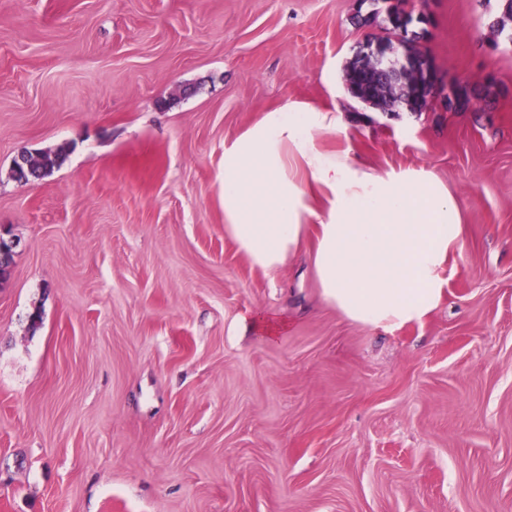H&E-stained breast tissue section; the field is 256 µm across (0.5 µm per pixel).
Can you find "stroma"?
<instances>
[{
	"mask_svg": "<svg viewBox=\"0 0 512 512\" xmlns=\"http://www.w3.org/2000/svg\"><path fill=\"white\" fill-rule=\"evenodd\" d=\"M407 8L476 111L351 96L366 0H0V512H512V50L501 0ZM291 105L335 119L323 152L454 195L422 323L325 302L315 225L274 272L225 235V143Z\"/></svg>",
	"mask_w": 512,
	"mask_h": 512,
	"instance_id": "35a3bbf8",
	"label": "stroma"
}]
</instances>
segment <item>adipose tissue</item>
<instances>
[{"mask_svg":"<svg viewBox=\"0 0 512 512\" xmlns=\"http://www.w3.org/2000/svg\"><path fill=\"white\" fill-rule=\"evenodd\" d=\"M325 113L272 112L224 146V226L250 262L283 267L316 215L311 257L324 300L346 319L386 331L424 321L448 285V254L461 243L458 204L433 173L374 176L321 152ZM326 190L314 214L307 185Z\"/></svg>","mask_w":512,"mask_h":512,"instance_id":"ef3b65f1","label":"adipose tissue"}]
</instances>
